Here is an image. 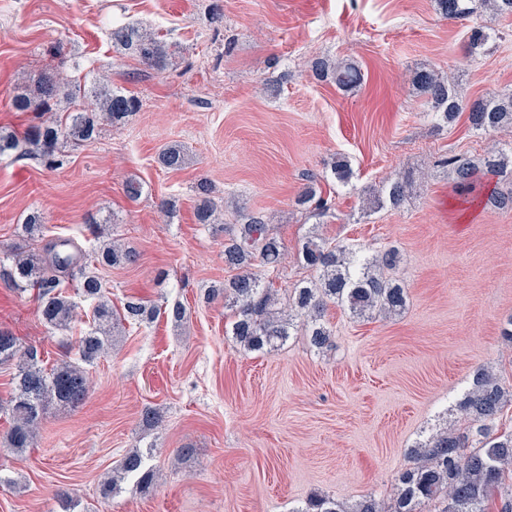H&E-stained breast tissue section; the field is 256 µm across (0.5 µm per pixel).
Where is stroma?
<instances>
[{
	"label": "stroma",
	"instance_id": "35a3bbf8",
	"mask_svg": "<svg viewBox=\"0 0 512 512\" xmlns=\"http://www.w3.org/2000/svg\"><path fill=\"white\" fill-rule=\"evenodd\" d=\"M116 20L162 35L166 67L114 47ZM481 20L499 38L473 57L468 22L441 18L433 0H0V131L37 123L11 99L45 71L69 77L79 66L140 102L95 141L62 144V167L0 158V329L37 346L48 368L88 330L84 315L50 330L36 290L3 274L11 249L59 237L88 252L120 239L137 259L99 268L107 296L117 308L129 295L159 308L89 367L82 407L51 405L24 452L0 446V512H62L63 490L76 512H293L316 494L387 501L408 449L461 427L473 371L512 384V342L501 335L512 318V211L472 203L435 165L450 152L478 163L489 148L510 149L512 129L473 131L463 118L436 127L410 84L433 67L462 100L511 93L512 16ZM322 56L356 63L360 86L315 80ZM171 143L187 152L178 170L158 160ZM339 159L352 170L345 183L331 171ZM408 172L417 182L401 207L369 209L390 175ZM131 179L142 185L135 200ZM203 181L220 209L213 224L195 217ZM310 185L326 214L298 205ZM168 199L176 208L165 213ZM33 212L43 224L30 236L22 226ZM258 214L288 251L274 287L293 290L305 276L299 253L315 232L374 255L395 248L405 310L367 319L331 305L330 346L300 331L244 352L225 334L230 308L205 293L233 277L224 242ZM177 303L178 324L166 314ZM148 407L160 416L152 427ZM135 448L154 486L128 478L103 498ZM181 448L191 456L178 458Z\"/></svg>",
	"mask_w": 512,
	"mask_h": 512
}]
</instances>
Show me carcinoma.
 Listing matches in <instances>:
<instances>
[{"instance_id": "obj_1", "label": "carcinoma", "mask_w": 512, "mask_h": 512, "mask_svg": "<svg viewBox=\"0 0 512 512\" xmlns=\"http://www.w3.org/2000/svg\"><path fill=\"white\" fill-rule=\"evenodd\" d=\"M436 11L450 21H469V51L478 54L498 34L478 22V8L494 14L512 16V0H434ZM112 42L138 58L149 68L162 70L167 50L161 35L135 25H121L111 30ZM319 81H330L342 90L361 83V72L352 63H337L328 57L315 59L311 66ZM410 82L434 111L437 126L451 124L467 113L475 131L498 130L512 126V93L478 97L465 102L451 83L432 68L415 71ZM89 100L85 108L66 119L49 118L31 127L23 136L0 134V156L19 149L46 165L59 166L58 145L64 141L81 142L94 138L103 123H123L139 110V101L121 91L95 83L89 87L76 80L62 82L53 73L43 75L34 87L13 97L18 112H53L62 100ZM160 163L172 170L185 164L181 145L166 146L159 154ZM442 164L454 174L456 184L472 193L479 175L512 179V152H491L481 164L450 154ZM410 187L409 177L397 174L386 181L384 190L375 195L378 208L401 206ZM199 204L196 219L208 224L217 205L210 198L209 187L198 185ZM271 219L251 217L224 243V264L239 273L212 290L235 309L231 336L248 352L272 350L283 344L300 319L305 334L317 348L331 343L332 331L323 321L330 304L353 315L381 316L403 310L408 301L404 283L378 272L381 266L397 262V252L389 249L378 256L356 261L357 252L345 245L310 236L303 243V264L315 272L309 280L298 283L289 299V307H280L278 290L265 283L261 272L280 270L285 260L281 240L271 232ZM135 255L118 244L104 246L97 252V263L114 265L132 262ZM85 253L73 240L58 239L46 245L45 255L12 254L8 276L14 285L38 290L39 311L44 323L58 330L70 329L80 304L93 309L94 323L80 336L73 349L77 361L64 362L51 369L43 366L38 348L25 345L10 332L0 330V365L13 364V393L8 410L12 425L4 437V446L21 452L35 444L49 405L61 404L71 409L84 405L92 383L85 366L103 357L112 345L111 331L124 324L152 321L157 308L141 297L131 296L117 310L105 296L96 273L84 270ZM82 277L72 296L63 289V278L75 268ZM512 399V390L484 370L475 371L470 388L462 395L458 408L468 421L458 433L443 432L409 450L410 465L397 476V496L390 510H385L372 495H364L349 507L326 495H316L292 512H512V432L498 433L496 421ZM118 473L137 477V484L148 488L153 470L145 467L143 454L132 450L122 458Z\"/></svg>"}]
</instances>
